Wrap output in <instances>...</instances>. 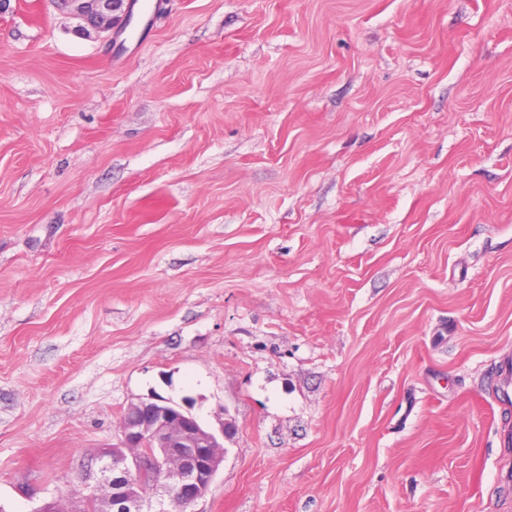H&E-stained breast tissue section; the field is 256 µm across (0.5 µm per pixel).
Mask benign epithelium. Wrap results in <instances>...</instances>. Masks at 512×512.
<instances>
[{
    "mask_svg": "<svg viewBox=\"0 0 512 512\" xmlns=\"http://www.w3.org/2000/svg\"><path fill=\"white\" fill-rule=\"evenodd\" d=\"M59 6L81 21L77 33L118 37L124 30L120 15L129 18L136 0H57ZM231 426L214 431L204 426L189 409L163 398L128 405L119 422L118 444L95 456L102 479L91 486L88 497L99 512H170L176 503L187 510L208 492L224 462V437ZM154 473L153 490L162 498L152 501L143 493L142 476ZM33 512H80L71 498H54Z\"/></svg>",
    "mask_w": 512,
    "mask_h": 512,
    "instance_id": "benign-epithelium-1",
    "label": "benign epithelium"
}]
</instances>
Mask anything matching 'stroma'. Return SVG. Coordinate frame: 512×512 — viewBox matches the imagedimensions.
Instances as JSON below:
<instances>
[{
    "label": "stroma",
    "mask_w": 512,
    "mask_h": 512,
    "mask_svg": "<svg viewBox=\"0 0 512 512\" xmlns=\"http://www.w3.org/2000/svg\"><path fill=\"white\" fill-rule=\"evenodd\" d=\"M135 8L0 11V507L157 395L188 512H512V0ZM136 1L128 0L126 8L122 11L124 0H57L63 10L82 22L76 30L80 36L89 35L90 30L106 35H112L113 31L112 42L126 27V23L122 25V20L119 18L124 13L129 21Z\"/></svg>",
    "instance_id": "stroma-1"
}]
</instances>
